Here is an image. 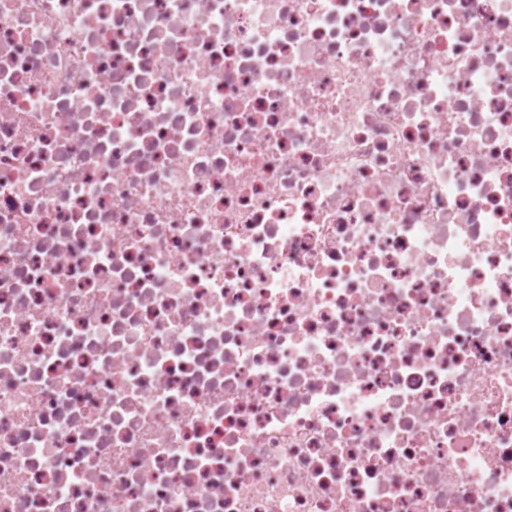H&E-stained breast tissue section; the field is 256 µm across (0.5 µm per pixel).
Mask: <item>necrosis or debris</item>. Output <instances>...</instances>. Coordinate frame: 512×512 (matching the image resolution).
Here are the masks:
<instances>
[{"label": "necrosis or debris", "instance_id": "1", "mask_svg": "<svg viewBox=\"0 0 512 512\" xmlns=\"http://www.w3.org/2000/svg\"><path fill=\"white\" fill-rule=\"evenodd\" d=\"M0 512H512V0H0Z\"/></svg>", "mask_w": 512, "mask_h": 512}]
</instances>
